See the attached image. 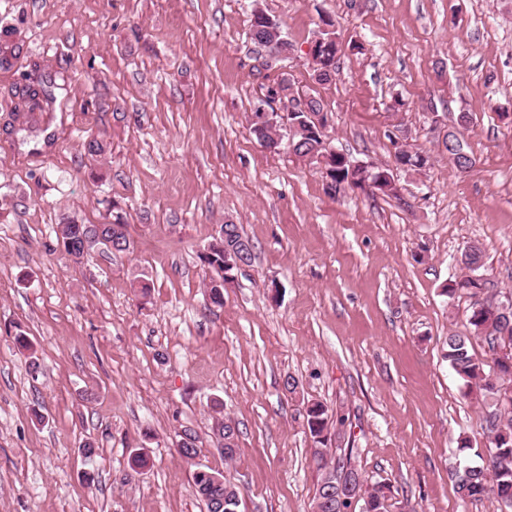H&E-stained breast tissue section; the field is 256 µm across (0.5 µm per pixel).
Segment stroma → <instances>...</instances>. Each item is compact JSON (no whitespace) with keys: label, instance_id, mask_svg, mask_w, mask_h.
I'll return each mask as SVG.
<instances>
[{"label":"stroma","instance_id":"35a3bbf8","mask_svg":"<svg viewBox=\"0 0 512 512\" xmlns=\"http://www.w3.org/2000/svg\"><path fill=\"white\" fill-rule=\"evenodd\" d=\"M257 3L288 61L251 52ZM326 15L345 48L321 85L307 47ZM1 30L20 52L0 65V512H207L201 468L239 487L241 512H310L314 402L340 418L325 447L387 485L388 512H499L455 490L485 413L443 358L471 299L442 289L476 242L512 291V0H0ZM283 76L321 98L336 149L394 166L402 136L429 167L397 169L395 198L330 196L319 163L251 132L257 109L287 111L268 96ZM461 112L467 173L441 145ZM118 216L130 251L71 263L57 225ZM227 221L254 258L218 307L200 255ZM216 398L240 431L230 460Z\"/></svg>","mask_w":512,"mask_h":512}]
</instances>
